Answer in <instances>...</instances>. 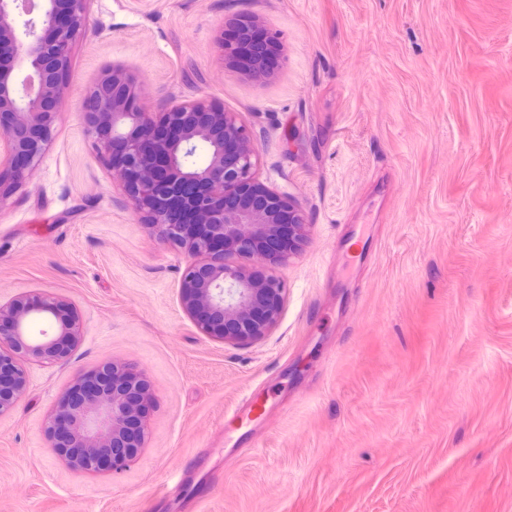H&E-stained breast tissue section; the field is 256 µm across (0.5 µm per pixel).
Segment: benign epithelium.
I'll return each mask as SVG.
<instances>
[{"label":"benign epithelium","instance_id":"obj_1","mask_svg":"<svg viewBox=\"0 0 512 512\" xmlns=\"http://www.w3.org/2000/svg\"><path fill=\"white\" fill-rule=\"evenodd\" d=\"M87 0H0V141L11 178L0 203L41 159L60 112L70 52ZM238 44L220 40L238 66L254 18L235 19ZM138 87L119 63L89 88L81 123L153 236L191 257L181 303L198 330L226 344H248L278 324L284 288L272 268L307 237L298 206L256 175L246 127L204 98L152 119L134 107ZM235 255L241 263H231ZM265 263L256 273L250 263ZM81 336L67 299L44 292L0 303V416L26 385L25 363L67 360ZM152 393L144 371L109 361L79 375L47 416L48 447L75 473L114 474L141 453L148 425L139 414Z\"/></svg>","mask_w":512,"mask_h":512}]
</instances>
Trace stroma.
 Instances as JSON below:
<instances>
[{
  "mask_svg": "<svg viewBox=\"0 0 512 512\" xmlns=\"http://www.w3.org/2000/svg\"><path fill=\"white\" fill-rule=\"evenodd\" d=\"M240 15L277 38L266 76L217 44ZM115 63L151 116L234 113L259 179L300 206L268 336L230 345L184 312L185 259L78 119ZM41 290L82 336L66 363L27 362L0 417V512H512V0H87L52 139L0 205V301ZM112 360L147 374L148 437L124 471L81 476L45 419ZM246 394L263 414L232 447Z\"/></svg>",
  "mask_w": 512,
  "mask_h": 512,
  "instance_id": "1",
  "label": "stroma"
}]
</instances>
